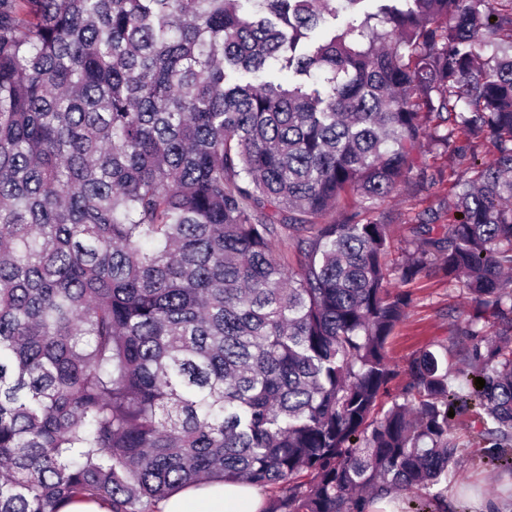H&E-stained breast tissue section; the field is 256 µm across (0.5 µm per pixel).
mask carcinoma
<instances>
[{
  "label": "carcinoma",
  "mask_w": 512,
  "mask_h": 512,
  "mask_svg": "<svg viewBox=\"0 0 512 512\" xmlns=\"http://www.w3.org/2000/svg\"><path fill=\"white\" fill-rule=\"evenodd\" d=\"M242 2L0 0V512H442L462 416L512 470V7ZM267 67L298 79L228 81ZM461 135L493 162L390 261L373 201ZM422 275L471 295L462 385L441 344L386 408ZM263 497L255 487L227 484L220 488L199 487L187 489L163 503V512H259Z\"/></svg>",
  "instance_id": "carcinoma-1"
}]
</instances>
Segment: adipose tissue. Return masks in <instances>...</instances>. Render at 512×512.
Instances as JSON below:
<instances>
[{
  "instance_id": "1",
  "label": "adipose tissue",
  "mask_w": 512,
  "mask_h": 512,
  "mask_svg": "<svg viewBox=\"0 0 512 512\" xmlns=\"http://www.w3.org/2000/svg\"><path fill=\"white\" fill-rule=\"evenodd\" d=\"M263 497L255 487L227 484L187 489L163 504V512H260Z\"/></svg>"
}]
</instances>
